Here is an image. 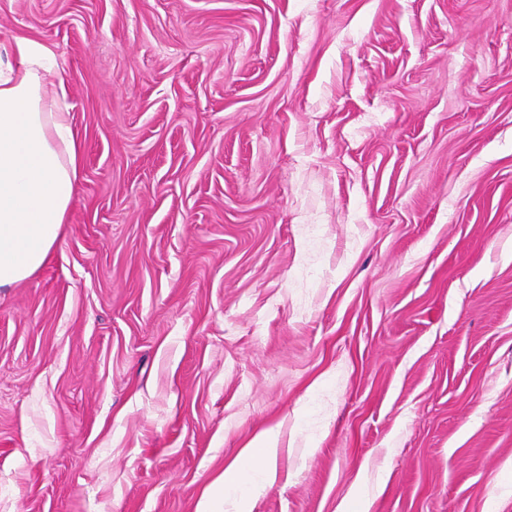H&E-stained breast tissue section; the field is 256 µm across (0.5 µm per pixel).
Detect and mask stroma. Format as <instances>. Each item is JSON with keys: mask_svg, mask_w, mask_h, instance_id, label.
Listing matches in <instances>:
<instances>
[{"mask_svg": "<svg viewBox=\"0 0 512 512\" xmlns=\"http://www.w3.org/2000/svg\"><path fill=\"white\" fill-rule=\"evenodd\" d=\"M83 146L0 288V512H512V0H0ZM278 431L269 428L259 432L251 445L244 450L248 463H234L224 470V489L237 486L241 493L237 501V512H250L251 499L260 490L272 486L278 479L272 461L277 453ZM253 472H259L255 480Z\"/></svg>", "mask_w": 512, "mask_h": 512, "instance_id": "1", "label": "stroma"}]
</instances>
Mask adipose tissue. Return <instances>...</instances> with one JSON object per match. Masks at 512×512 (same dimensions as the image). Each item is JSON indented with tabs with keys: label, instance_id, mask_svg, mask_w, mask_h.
<instances>
[{
	"label": "adipose tissue",
	"instance_id": "ef3b65f1",
	"mask_svg": "<svg viewBox=\"0 0 512 512\" xmlns=\"http://www.w3.org/2000/svg\"><path fill=\"white\" fill-rule=\"evenodd\" d=\"M0 50V288H9L43 265L67 221L81 144L52 49L17 36ZM277 444V430H263L244 451L247 464L225 469V486L241 490L237 512L277 481Z\"/></svg>",
	"mask_w": 512,
	"mask_h": 512
}]
</instances>
